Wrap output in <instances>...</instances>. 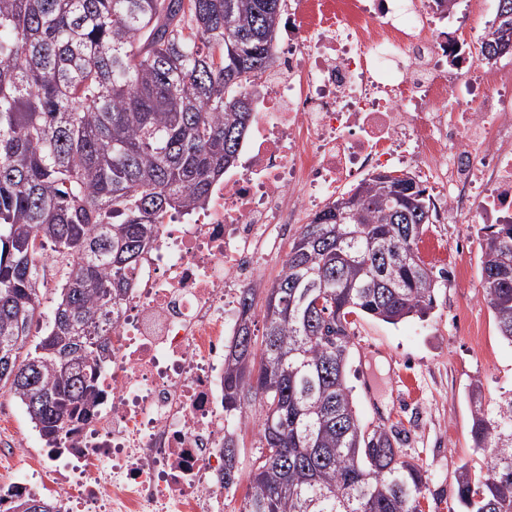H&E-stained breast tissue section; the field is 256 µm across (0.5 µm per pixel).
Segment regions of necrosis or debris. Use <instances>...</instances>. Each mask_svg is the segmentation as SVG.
Here are the masks:
<instances>
[{
	"label": "necrosis or debris",
	"instance_id": "4bbe7bcc",
	"mask_svg": "<svg viewBox=\"0 0 512 512\" xmlns=\"http://www.w3.org/2000/svg\"><path fill=\"white\" fill-rule=\"evenodd\" d=\"M294 2L236 169L205 208L163 217L112 328L101 402L22 492L55 495L62 512H232L224 349L263 251L397 164L431 181L438 223L512 222V68L431 33V0Z\"/></svg>",
	"mask_w": 512,
	"mask_h": 512
}]
</instances>
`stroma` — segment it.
I'll return each mask as SVG.
<instances>
[{
  "label": "stroma",
  "mask_w": 512,
  "mask_h": 512,
  "mask_svg": "<svg viewBox=\"0 0 512 512\" xmlns=\"http://www.w3.org/2000/svg\"><path fill=\"white\" fill-rule=\"evenodd\" d=\"M495 18L482 0H459L438 30L480 41ZM475 224H431L423 241L436 250L426 265L439 277L433 309L392 325L362 318L355 329L350 383L362 423L401 431L404 452L422 464L429 480L424 512H456L457 469L481 466L470 438L469 391L481 383L486 398L512 389V345L500 337L481 286V251ZM466 243L467 274L458 277L448 253ZM27 448L13 458L11 448ZM46 461V445L23 405L0 389V487L40 481L31 460Z\"/></svg>",
  "instance_id": "stroma-1"
}]
</instances>
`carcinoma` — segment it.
<instances>
[{
    "mask_svg": "<svg viewBox=\"0 0 512 512\" xmlns=\"http://www.w3.org/2000/svg\"><path fill=\"white\" fill-rule=\"evenodd\" d=\"M282 0H0V389L49 448L102 394L108 330L136 285L159 218L205 207L237 166L252 88L273 65ZM505 20H500V17ZM512 0H497L480 55L512 56ZM432 223L414 178L373 174L301 227L265 291L255 288L224 350V419L260 407V462L240 512H423L428 475L400 432L362 424L350 385L353 317L398 324L434 307L437 276L406 258ZM481 282L512 344V223L480 228ZM60 264L40 325L43 248ZM262 341H257V338ZM486 475L456 479L460 512H512V391L469 392ZM224 448V485L239 481ZM8 512H60L0 493Z\"/></svg>",
    "mask_w": 512,
    "mask_h": 512,
    "instance_id": "cac0c4a2",
    "label": "carcinoma"
}]
</instances>
